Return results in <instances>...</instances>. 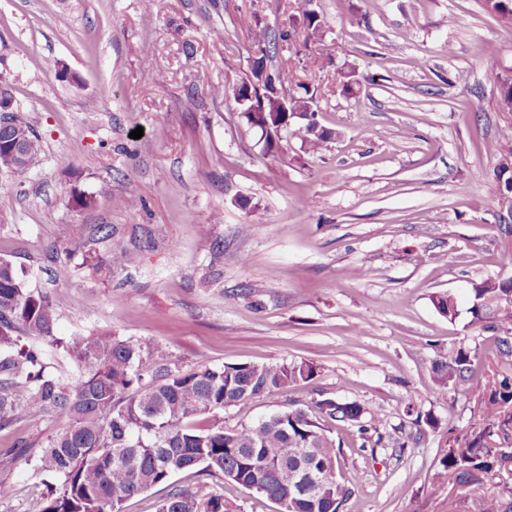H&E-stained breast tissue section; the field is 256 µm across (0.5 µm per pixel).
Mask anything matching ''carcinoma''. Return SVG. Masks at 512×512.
<instances>
[{"label":"carcinoma","instance_id":"obj_1","mask_svg":"<svg viewBox=\"0 0 512 512\" xmlns=\"http://www.w3.org/2000/svg\"><path fill=\"white\" fill-rule=\"evenodd\" d=\"M487 6L501 23L512 25V0H487ZM296 10L302 26L295 21L297 13H290L288 26L273 39L257 15L243 19L254 35L257 62H265L272 44L281 45L288 57L269 72L262 88H253V97L242 96L251 82L246 77L232 87V98L243 112L270 111L280 92L288 91L289 111L309 113L293 120L288 132L315 151L331 132L317 120L318 88L297 78L291 57L303 63L326 21L307 8V0ZM338 74L340 94H356V73L340 69ZM498 108L512 112L511 74L499 78ZM14 122L23 130L24 153L39 157V136L20 117ZM491 150L501 159L491 181L496 195L512 185L504 163L512 158V142H497ZM472 293L470 324L493 333L498 358L512 366V277L486 279L474 284ZM431 302L450 320L459 314L446 294L432 296ZM55 320L50 298L26 287L23 275L0 258V351L13 350L22 335L35 341L17 356L0 359V429L18 414L56 413L68 419L38 456L39 468L60 482L45 498L42 512H121L124 501L159 486L168 492L157 512H225L222 494L173 487L171 479L182 472L222 477L276 505L285 502L288 512H339L352 490L315 480L318 473L333 476L339 469L341 446L327 433V424L356 429L365 444L382 443L375 420L367 418L371 410L356 400L330 397L305 409L290 403L253 424L224 426L228 407L312 383L318 367L310 362L225 363L183 370L148 341L120 340L108 332L66 341L54 334ZM44 345L77 366L75 381L45 372ZM477 357V350L460 347L431 365L439 388L492 410L491 417L465 429L448 430V448L436 472L438 482L449 486L448 512H501L502 498L512 497V482L501 477L506 451L512 449V375H478ZM200 416L207 418L204 427L194 424Z\"/></svg>","mask_w":512,"mask_h":512}]
</instances>
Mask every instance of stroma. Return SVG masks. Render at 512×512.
Listing matches in <instances>:
<instances>
[{
    "instance_id": "35a3bbf8",
    "label": "stroma",
    "mask_w": 512,
    "mask_h": 512,
    "mask_svg": "<svg viewBox=\"0 0 512 512\" xmlns=\"http://www.w3.org/2000/svg\"><path fill=\"white\" fill-rule=\"evenodd\" d=\"M309 7L331 60L316 78L331 136L314 155L287 136L266 153L217 93L250 72L243 16L277 33L288 0H0V79L43 144L24 176L0 171V257L53 300L60 338L146 340L184 369L315 364L314 383L229 407L225 425L322 395L359 401L383 443L333 428L353 491L343 512H448L438 459L449 427L478 414L431 364L466 346L497 365L468 309L473 285L504 272L489 146L512 140V112L497 107L512 26L484 0ZM340 68L361 77L356 95L339 94ZM438 293L456 300L455 320L433 307ZM410 402L438 427L414 424ZM67 424L52 413L0 430V450L18 452L0 471L14 488L0 512H40L56 479L37 457ZM173 483L222 493L227 512H277L221 478Z\"/></svg>"
}]
</instances>
